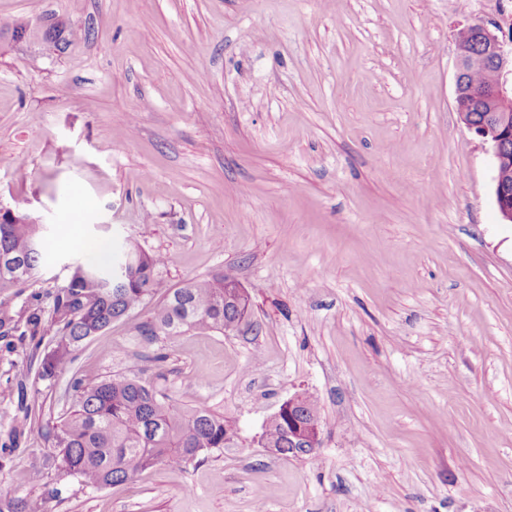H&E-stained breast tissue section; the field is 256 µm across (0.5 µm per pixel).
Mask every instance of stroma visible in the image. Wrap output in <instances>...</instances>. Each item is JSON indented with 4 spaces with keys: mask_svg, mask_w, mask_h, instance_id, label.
Returning <instances> with one entry per match:
<instances>
[{
    "mask_svg": "<svg viewBox=\"0 0 512 512\" xmlns=\"http://www.w3.org/2000/svg\"><path fill=\"white\" fill-rule=\"evenodd\" d=\"M512 46L499 0H0V208L41 218L48 310L93 246L166 257L164 285L219 271L238 332L144 359L152 307L84 342L53 381L0 335V494L45 512H512V224L487 144L454 110V31ZM135 375L235 437L204 461L98 490L49 473L71 384ZM308 392V455L262 447ZM31 414H24V407Z\"/></svg>",
    "mask_w": 512,
    "mask_h": 512,
    "instance_id": "1",
    "label": "stroma"
}]
</instances>
